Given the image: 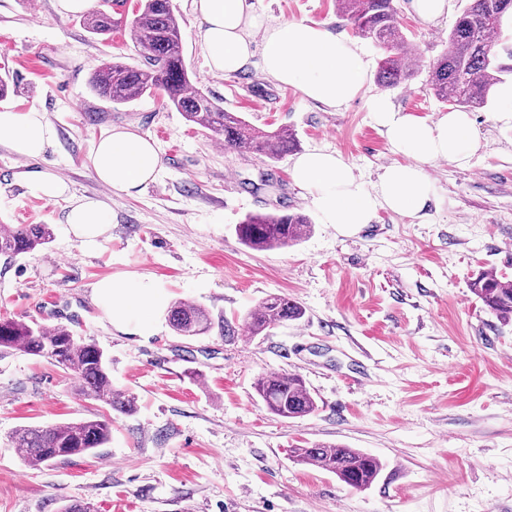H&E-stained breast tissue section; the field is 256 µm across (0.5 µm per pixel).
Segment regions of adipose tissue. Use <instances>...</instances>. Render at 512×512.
I'll return each mask as SVG.
<instances>
[{
	"label": "adipose tissue",
	"instance_id": "adipose-tissue-1",
	"mask_svg": "<svg viewBox=\"0 0 512 512\" xmlns=\"http://www.w3.org/2000/svg\"><path fill=\"white\" fill-rule=\"evenodd\" d=\"M191 8L201 21L198 35L212 73H235L256 59L267 75L330 107L353 100L366 81L369 64L364 56L316 23L285 20L268 26L247 0H191ZM258 30L263 33L259 41L254 38ZM257 41L262 44L258 51L253 48ZM371 109L391 152L403 157L383 169L374 188H367L334 152L313 149L294 162L292 179L307 191L322 223L368 224L382 209L421 216L433 195L426 165L439 159L466 165L479 145L467 113L451 111L429 121L381 97L373 99ZM54 136L38 110L0 112V146L17 156L42 157ZM92 168L100 183L122 194L154 180L162 159L149 138L115 128L95 145ZM25 184L34 197L66 201V231L82 247L96 248L108 236L112 215L104 202L74 197L67 182L49 172L28 174ZM92 298L113 328L141 336L153 335V317L167 307L166 292L144 276L100 278L92 286Z\"/></svg>",
	"mask_w": 512,
	"mask_h": 512
}]
</instances>
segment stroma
Wrapping results in <instances>:
<instances>
[{"instance_id":"1","label":"stroma","mask_w":512,"mask_h":512,"mask_svg":"<svg viewBox=\"0 0 512 512\" xmlns=\"http://www.w3.org/2000/svg\"><path fill=\"white\" fill-rule=\"evenodd\" d=\"M268 23L305 20L354 40L369 65L379 50L354 38L336 0H248ZM183 55L197 87L258 128L295 131L301 151L340 154L366 183L397 162L370 109L383 97L433 120L450 110L429 85L430 62L448 46L451 18L429 23L411 0L398 19L422 66L409 85L368 76L361 93L331 108L306 99L253 64L209 71L191 0H172ZM140 64L127 31L89 33L55 0H0V111L44 112L55 131L32 162L0 146V224H48L53 238L11 263L0 260V318L73 324L111 359L112 384L136 410L116 415L97 455L33 466L10 437L100 414L81 399L72 372L20 352L0 357V512H512V323L502 324L469 289L478 271L512 275V128L491 98L472 111L480 146L468 166L436 161L427 218L379 210L351 230L321 223L291 179L294 154L271 162L210 140L161 94L128 104L90 89L104 60ZM116 127L152 138L157 178L113 194L96 180L91 152ZM65 177L73 195L103 201L108 237L93 250L68 236L63 203L30 195L24 173ZM300 212L312 222L299 244L254 251L236 236L251 213ZM150 276L169 300H189L225 320L201 338L177 335L167 316L140 336L115 330L92 285ZM270 295L300 303L304 317L242 342L244 316ZM262 373L301 375L318 401L308 416L269 412L253 383ZM336 443L380 459L365 491L297 463L291 448Z\"/></svg>"}]
</instances>
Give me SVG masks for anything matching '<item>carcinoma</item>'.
<instances>
[{"label":"carcinoma","mask_w":512,"mask_h":512,"mask_svg":"<svg viewBox=\"0 0 512 512\" xmlns=\"http://www.w3.org/2000/svg\"><path fill=\"white\" fill-rule=\"evenodd\" d=\"M127 0H100L99 7L82 19L89 32L109 36L129 29L142 64L120 61L98 65L90 88L101 99L129 103L148 91H161L183 118L237 152L259 154L275 162L298 147L293 130L258 129L235 112H227L195 87L183 57L181 25L171 0H137L133 18L126 14ZM336 13L354 35L380 50L376 79L385 87L406 85L417 64L406 56L407 37L397 20L394 0H336ZM512 15V0H467L448 33L446 51L429 65V85L434 96L468 111L486 106L492 89L512 76V46L504 45V19ZM311 232L310 220L301 214H250L236 226L243 245L266 251L298 244ZM52 238L47 224H0V255L13 260L45 247ZM472 294L501 321H512V278L496 269L479 272L469 283ZM304 316L303 307L282 296H271L250 311L244 325L256 337ZM169 324L179 336H201L211 331L210 313L193 303L176 301ZM22 352L47 357L73 372L78 396L101 404L117 414L134 410V401L112 386L110 360L92 341L74 334L66 324L45 327L13 319H0V354ZM254 389L267 408L282 419H296L318 409L304 379L265 373ZM112 418L72 420L16 430L11 442L18 456L29 463L68 461L95 453L111 438ZM301 464L336 474L348 486L362 490L379 477L381 461L360 449L326 443L291 449Z\"/></svg>","instance_id":"obj_1"}]
</instances>
